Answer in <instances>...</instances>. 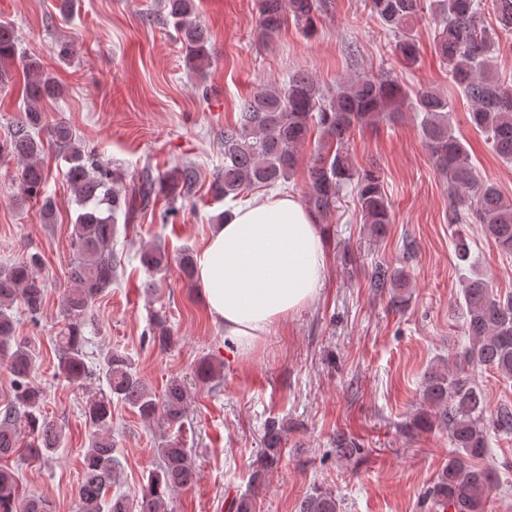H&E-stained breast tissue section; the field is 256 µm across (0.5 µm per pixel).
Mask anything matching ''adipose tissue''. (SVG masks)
I'll return each instance as SVG.
<instances>
[{
	"mask_svg": "<svg viewBox=\"0 0 512 512\" xmlns=\"http://www.w3.org/2000/svg\"><path fill=\"white\" fill-rule=\"evenodd\" d=\"M327 277L325 231L292 194L236 207L197 259L196 282L227 346L251 349L310 306Z\"/></svg>",
	"mask_w": 512,
	"mask_h": 512,
	"instance_id": "ef3b65f1",
	"label": "adipose tissue"
}]
</instances>
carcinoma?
Instances as JSON below:
<instances>
[{
	"instance_id": "obj_1",
	"label": "carcinoma",
	"mask_w": 512,
	"mask_h": 512,
	"mask_svg": "<svg viewBox=\"0 0 512 512\" xmlns=\"http://www.w3.org/2000/svg\"><path fill=\"white\" fill-rule=\"evenodd\" d=\"M481 4L482 0H368L371 14L396 36L395 52L407 66L415 64L419 54L409 34L414 22L427 8L441 16L435 53L448 65L451 80L470 102V124L487 135L500 158L512 161V81L499 79L490 59L498 34L512 33V0H490L496 21L493 27L484 25ZM165 7L181 33L187 62L200 68L209 64L211 48L204 29L193 20L194 0H165ZM288 10L306 32L314 30L315 0H288ZM282 13V0H260L262 30L276 32ZM16 49L15 29L0 24V64L13 59ZM22 72L27 102L24 119L0 144V154L21 163V198L43 199V213L49 220L55 203L45 196L42 143L34 133L43 126L39 103L58 96L59 85L34 57L26 60ZM405 109L421 117L423 141L437 168L448 176V192L457 199L459 208L448 215V223L465 220L461 209H467L502 253L511 255L512 200L505 198L495 184L480 179L450 123L453 108L448 97L426 88L412 98L398 80L385 73L343 80L332 90L324 89L305 72L289 76L282 84H264L242 102L238 122L224 128V172L214 182L215 195L236 199L255 187L287 182L315 125L320 131L319 146L307 168L305 204L317 218H325L335 207L341 186L352 183L363 223L372 234L381 235L392 223L391 204L381 175L374 168L356 167L346 144L354 128L375 125L383 119L391 121ZM51 133L69 150L66 176L79 207L73 224L74 252L67 269L73 288L62 301L66 328L59 336L58 374L69 383L80 384L95 375L84 351L91 304L112 287L121 266L114 249L118 216L127 217L139 207L147 208L160 193L167 198V213L177 212L178 201L190 196L197 173L194 167L186 166L125 187L121 173L75 144L67 126L57 124ZM141 263L149 271H159L167 265L168 256L158 247L147 246L141 253ZM40 265V258L32 254L0 270V345L7 347L13 339L14 320L9 310L16 301L23 303L30 316L40 314L44 296V285L37 275ZM369 287L377 293L391 291L403 303L409 275L403 267L377 265ZM464 303V330L471 347L459 355L455 367H436L427 372L422 389L427 408L414 418L417 428L447 431L449 443L456 449L425 493L433 512H487L497 488L496 472L477 461L489 454L490 433L512 434V405L487 410L483 390L465 369L476 363L512 379V294L494 292L488 278L477 276L465 285ZM150 326L152 344L169 347L175 343L163 308L152 310ZM8 363L14 388L11 403L0 411V456L14 454L24 432L29 436L24 448L26 457L50 464L62 431L43 414L44 393L30 382L35 355L29 344L16 343ZM102 374L107 390L91 398L85 410L91 436L83 454L78 512H172L171 492L191 486L197 477L188 449L177 438L159 443V463L148 471L137 503L118 492L110 493L122 468L120 452L109 434L112 400L129 406L148 423L160 419L179 423L186 413V388L180 379L172 378L161 393H156L135 371L131 357L119 350L105 353ZM287 430L277 418L265 423L264 448L251 474L252 485L262 484L279 462ZM335 445L343 457L351 458L361 451L344 435L336 436ZM16 484L15 472L1 468L0 512H53L52 504L43 497L33 495L21 500ZM229 512H255L252 495H237ZM299 512H339V504L331 490L314 486L301 500Z\"/></svg>"
}]
</instances>
